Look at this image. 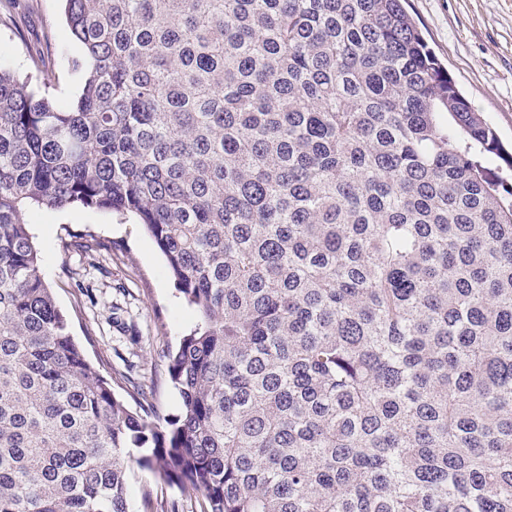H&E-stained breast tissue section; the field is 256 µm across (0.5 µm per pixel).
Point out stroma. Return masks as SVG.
Instances as JSON below:
<instances>
[{
  "label": "stroma",
  "instance_id": "35a3bbf8",
  "mask_svg": "<svg viewBox=\"0 0 512 512\" xmlns=\"http://www.w3.org/2000/svg\"><path fill=\"white\" fill-rule=\"evenodd\" d=\"M408 11L462 94L511 147L512 0H408ZM79 53L60 0H0V66L35 80L53 78L56 96L69 103L81 90L70 67ZM26 221L42 276L88 357L104 374L154 383L160 414L176 413L180 398L166 377L164 352L196 316L179 297L153 238L133 217L74 206L34 207ZM83 234L102 245L89 260L78 249ZM153 483L151 472L131 471L133 512H140L149 486L166 510L201 512L199 493Z\"/></svg>",
  "mask_w": 512,
  "mask_h": 512
}]
</instances>
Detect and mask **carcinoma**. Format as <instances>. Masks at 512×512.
<instances>
[{"label":"carcinoma","mask_w":512,"mask_h":512,"mask_svg":"<svg viewBox=\"0 0 512 512\" xmlns=\"http://www.w3.org/2000/svg\"><path fill=\"white\" fill-rule=\"evenodd\" d=\"M63 2L77 100L0 67V512H131L134 467L203 512H512V153L405 0ZM32 206L151 234L177 413L75 342Z\"/></svg>","instance_id":"obj_1"}]
</instances>
